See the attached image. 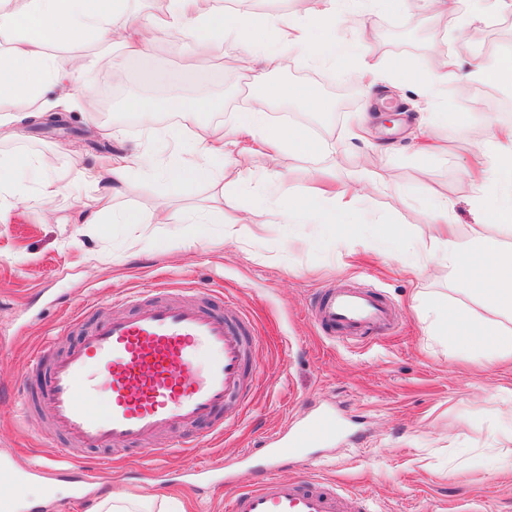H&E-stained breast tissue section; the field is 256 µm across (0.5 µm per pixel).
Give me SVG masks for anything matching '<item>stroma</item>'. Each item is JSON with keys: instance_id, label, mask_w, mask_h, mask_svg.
<instances>
[{"instance_id": "35a3bbf8", "label": "stroma", "mask_w": 512, "mask_h": 512, "mask_svg": "<svg viewBox=\"0 0 512 512\" xmlns=\"http://www.w3.org/2000/svg\"><path fill=\"white\" fill-rule=\"evenodd\" d=\"M352 7L346 36L376 57L408 60L417 73L427 72L439 53L467 64L512 52L510 9L488 17L480 34L469 36L479 0H463L448 17L423 7L378 9L372 0H354ZM238 52L224 40L202 59L196 40L186 38L154 42L138 56L114 55L110 66L90 74L106 106L95 121L76 111L54 121H24L14 138L0 141V154H51L57 168L67 169L134 153L143 162L129 173L125 194L113 200V213L150 212L168 195L175 198L176 215L206 207L209 183L175 190L159 174L164 156L158 144L175 132L187 139L194 134L162 102L168 84L179 83L186 98H210L201 126L231 127L248 105L242 94L247 72L227 64ZM117 69L124 74L119 82L113 79ZM266 80L311 85L330 105L329 112L303 119L292 104L287 114L267 115V125L297 127L310 139L334 143L336 152L252 155L248 193L224 189L225 212L248 216L239 239L225 240L218 224L196 233L187 224L70 223L75 202L93 197L90 188L78 196L63 193L50 213L35 186L13 198L12 216L0 223V462L20 469L55 459L59 438L43 412L20 411L22 391L40 382L32 354L54 355L78 343L74 314L84 303L106 305L112 295L160 284L189 302L223 293L226 309L245 314L257 377L240 410L226 411L222 431L209 420L181 430V437L198 436L203 445L161 460L162 479L142 478L151 463L131 452L84 451L61 460L73 471L102 472L99 489L84 495L71 494L68 480L58 481L63 512H87L113 490L157 496L167 512H224L234 491L255 479L241 463L243 453L323 412L342 421V433L310 449L308 462L280 465L277 477L362 492V512H512V449L501 446L503 433L512 429V368L478 369L470 351L434 335L437 302L475 303L447 266L419 277L407 269L425 261L438 235L424 216L426 190L447 197L458 235L469 237L480 215L468 179L474 133L492 122L512 125V90L452 80L429 107L411 80L370 85L355 69L340 64L330 70L298 54ZM135 99L160 104L153 124L128 110ZM435 111L459 114L462 121L434 126L442 149L423 154L415 136ZM360 112L372 115V129L369 137L354 139L349 129ZM318 170L352 188L366 172L375 173L376 188L355 206L357 237H340L326 224L284 222L278 206L283 189L309 194ZM339 284L379 294L392 306L393 329L375 339L323 336L313 305L322 290ZM214 458L235 470L234 487L201 491L186 484L187 474Z\"/></svg>"}]
</instances>
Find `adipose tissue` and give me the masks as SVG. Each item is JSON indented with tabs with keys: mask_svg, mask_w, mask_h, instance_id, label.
<instances>
[{
	"mask_svg": "<svg viewBox=\"0 0 512 512\" xmlns=\"http://www.w3.org/2000/svg\"><path fill=\"white\" fill-rule=\"evenodd\" d=\"M129 0H0V133L11 130L21 119L14 106L24 102L34 113L78 108L86 113L96 110V97L86 87L88 65L83 57L73 58L68 69H59L47 55V46L94 38L109 41L112 48L130 55L139 54L152 35L179 38L195 36L201 48L211 42L228 39L242 45L239 62L243 69L259 76L260 94L250 111L238 113L231 129L221 135L211 133L201 140L179 141L165 166V179L181 184L207 178L214 188L208 221L224 227L226 237L240 233L237 220L224 216V177L204 164H189L185 155L199 152L212 159L223 158L230 146L246 145L248 153L263 150H288L298 155H320L328 151L324 141L309 140L296 127H266L264 109L276 101L300 103L313 112L327 111L328 105L315 90L303 83L271 84L263 82L265 73L287 68L291 52H307L310 59L327 66L356 59L364 78L395 80L410 73L407 61L388 62L357 49L348 40L338 38L336 30L345 26L350 15L340 0H293L287 15L237 14L226 24L223 10L214 0H169L167 9L157 17L126 20ZM488 83L512 78V56L496 63L477 59L462 69L452 57H439L429 71L416 82L424 96L439 93L449 79L460 76ZM498 160L505 179L491 185L488 163ZM137 157L109 159L96 168L73 167L60 170L45 155L21 154L0 157V201L17 196L26 182H33L45 208H53L58 196L68 187L82 183L94 188L92 203L82 205L74 214L76 224L101 223L111 210L114 196L126 187V173L136 166ZM472 185L479 201L488 202L484 221L475 225L468 239H461L448 222V201L432 196L425 214L441 232L430 256L447 266L449 272L478 303L477 308L450 303L438 304L434 331L462 343H476L483 359L495 364L512 360V327L504 317H512V251L505 250L497 236L487 232L490 224L512 223V127H489L478 142L476 170ZM356 195L351 188L336 187L323 181L311 195L301 197L283 193L279 209L287 222L329 224L339 235L355 233L351 216Z\"/></svg>",
	"mask_w": 512,
	"mask_h": 512,
	"instance_id": "adipose-tissue-1",
	"label": "adipose tissue"
}]
</instances>
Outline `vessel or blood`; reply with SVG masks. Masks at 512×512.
<instances>
[{"label": "vessel or blood", "instance_id": "vessel-or-blood-1", "mask_svg": "<svg viewBox=\"0 0 512 512\" xmlns=\"http://www.w3.org/2000/svg\"><path fill=\"white\" fill-rule=\"evenodd\" d=\"M113 301L134 302L135 309L114 314L89 305L80 315L88 327L79 343L51 359L41 351L33 357L43 372L37 404L65 442L58 450L63 459L78 449L112 447L158 459L164 451L154 438L214 418L242 399L252 382V339L239 317L164 296L159 287L138 301L128 293ZM314 321L325 335L350 339L392 327L393 316L375 295L332 287ZM337 431L331 416L318 415L290 437L263 443L251 454L257 482L237 491L226 512H351L354 493L287 482L274 473Z\"/></svg>", "mask_w": 512, "mask_h": 512}]
</instances>
